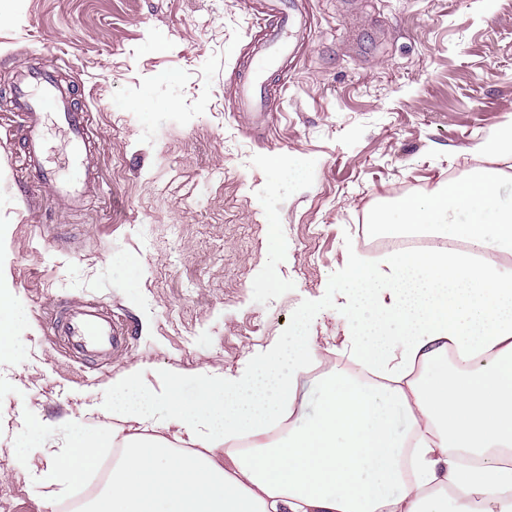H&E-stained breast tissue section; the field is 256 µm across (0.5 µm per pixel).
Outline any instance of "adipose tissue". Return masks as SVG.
Here are the masks:
<instances>
[{"label":"adipose tissue","mask_w":512,"mask_h":512,"mask_svg":"<svg viewBox=\"0 0 512 512\" xmlns=\"http://www.w3.org/2000/svg\"><path fill=\"white\" fill-rule=\"evenodd\" d=\"M494 170L399 199L374 215L377 233L415 227L442 236L458 212V233L483 253L435 248L372 264L346 257L350 319L338 344L299 334L245 356L236 375L200 373L198 396L164 394L150 409L138 368L116 376L91 407L99 434L49 455L38 479L64 498L102 445L121 458L86 512H512V279L498 252H512V209L490 211ZM376 376L339 372L332 354ZM317 372L322 405L307 424L294 412L301 378ZM408 421L394 428L397 413Z\"/></svg>","instance_id":"1"}]
</instances>
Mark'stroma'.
Returning <instances> with one entry per match:
<instances>
[{
  "label": "stroma",
  "instance_id": "1",
  "mask_svg": "<svg viewBox=\"0 0 512 512\" xmlns=\"http://www.w3.org/2000/svg\"><path fill=\"white\" fill-rule=\"evenodd\" d=\"M312 16L269 118L236 112L262 0H12L0 23V285L18 327L0 360V512H38L33 479L137 364L148 385L241 367L298 326L347 317L345 258L394 199L464 180L512 125V0H295ZM54 67L91 114L98 178L77 210L23 164L11 98ZM147 109H139V102ZM272 275L268 288L253 282ZM93 301L126 343L70 358L48 320Z\"/></svg>",
  "mask_w": 512,
  "mask_h": 512
}]
</instances>
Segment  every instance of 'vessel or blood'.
<instances>
[{"instance_id": "b4317fda", "label": "vessel or blood", "mask_w": 512, "mask_h": 512, "mask_svg": "<svg viewBox=\"0 0 512 512\" xmlns=\"http://www.w3.org/2000/svg\"><path fill=\"white\" fill-rule=\"evenodd\" d=\"M255 23L262 34L253 44L248 70L235 89L242 113L265 111L270 93L268 76L290 53L296 33L307 26L293 0H266ZM13 97L22 121L28 168L55 200L74 209L81 207L95 180L88 142L89 112L75 105L69 90L58 83L54 70L47 66L30 64L19 68ZM50 119L66 137V162L74 170L72 177L61 176L45 156V128ZM50 324L55 334L87 362L111 358L113 349L123 343L111 317L91 303L64 307L52 316Z\"/></svg>"}]
</instances>
